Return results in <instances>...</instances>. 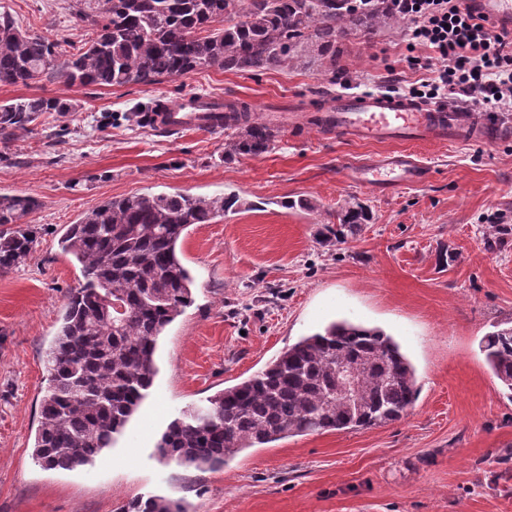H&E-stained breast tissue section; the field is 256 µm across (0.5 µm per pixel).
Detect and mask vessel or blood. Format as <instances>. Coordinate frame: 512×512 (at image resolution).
Segmentation results:
<instances>
[{"mask_svg": "<svg viewBox=\"0 0 512 512\" xmlns=\"http://www.w3.org/2000/svg\"><path fill=\"white\" fill-rule=\"evenodd\" d=\"M475 14L484 16L499 32L512 34V0H467ZM145 126L161 131L180 132L197 128L220 130L224 127L221 102L189 94L168 104L166 111L145 112ZM316 122L337 137L363 142H383L406 137L421 142L455 141L469 135L494 138L512 133V126L478 108L425 103L399 94L344 93L326 97L320 104ZM377 178L375 187L390 189L387 172L400 173L403 182L424 179V167L408 153L385 157L371 165Z\"/></svg>", "mask_w": 512, "mask_h": 512, "instance_id": "b4317fda", "label": "vessel or blood"}]
</instances>
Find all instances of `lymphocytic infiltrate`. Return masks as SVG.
<instances>
[{
    "label": "lymphocytic infiltrate",
    "instance_id": "lymphocytic-infiltrate-1",
    "mask_svg": "<svg viewBox=\"0 0 512 512\" xmlns=\"http://www.w3.org/2000/svg\"><path fill=\"white\" fill-rule=\"evenodd\" d=\"M388 7L411 22L409 41L432 49L413 57L412 66L427 76L410 87L411 95L441 99L460 94L470 103L499 112L512 110V39L496 33L489 21L462 0H386Z\"/></svg>",
    "mask_w": 512,
    "mask_h": 512
}]
</instances>
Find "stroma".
<instances>
[{"label": "stroma", "instance_id": "35a3bbf8", "mask_svg": "<svg viewBox=\"0 0 512 512\" xmlns=\"http://www.w3.org/2000/svg\"><path fill=\"white\" fill-rule=\"evenodd\" d=\"M73 0H0L32 34L80 42ZM409 20L341 45L342 75L317 63L236 73L199 70L155 85L1 86L0 101L72 100L27 129L0 135V194H29L38 242L0 272V512H120L152 494L191 512H512L481 479L512 449V395L485 363L483 337L512 321V138L476 144L364 143L308 128L312 103L340 92L407 91ZM189 93L247 106L276 130L269 150L228 158V131L160 133L140 110ZM407 151L430 169L419 184L378 193L363 166ZM143 193H233L240 210L191 226L181 245L194 302L159 338L157 375L137 414L94 466L46 470L32 446L47 386V354L80 267L60 245L98 203ZM311 209H285L283 199ZM367 205L371 224L329 245L337 212ZM345 319L391 335L416 370L401 420L286 438L242 451L217 471L155 454L184 410L265 368L289 345Z\"/></svg>", "mask_w": 512, "mask_h": 512}]
</instances>
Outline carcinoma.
Masks as SVG:
<instances>
[{"instance_id":"obj_1","label":"carcinoma","mask_w":512,"mask_h":512,"mask_svg":"<svg viewBox=\"0 0 512 512\" xmlns=\"http://www.w3.org/2000/svg\"><path fill=\"white\" fill-rule=\"evenodd\" d=\"M90 38L60 62V44L0 14V84L29 86L51 74L67 86L153 85L194 71H254L293 64L308 48L336 74L340 41L374 31L395 15L383 0L356 11L351 0H74ZM233 113L224 155L258 156L275 132ZM66 99L0 101V134L23 130L42 112H74ZM235 194H139L100 203L71 225L61 248L80 265L48 353V386L32 457L45 469L94 464L139 410L156 374L157 341L193 301L194 281L178 247L192 225L238 207ZM29 195H0V271L19 267L37 243ZM336 242L372 221L361 203L337 214ZM501 386L512 392V323L481 345ZM359 375L356 401L336 398V368ZM417 395L415 369L379 328L335 321L289 346L257 374L217 392L200 410L175 418L156 443L163 461L198 470L223 467L246 448L313 432L382 426L400 420ZM121 512H190L183 501L137 497Z\"/></svg>"}]
</instances>
